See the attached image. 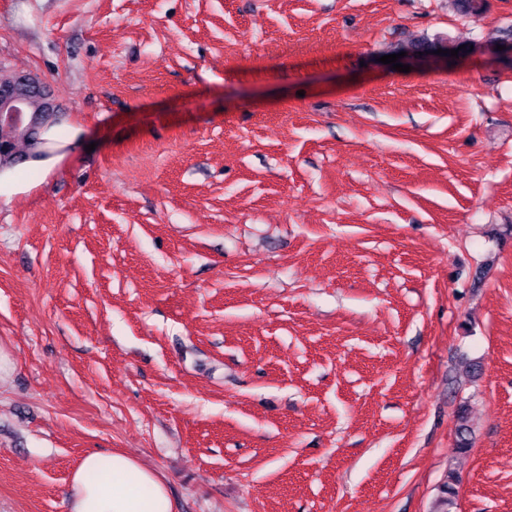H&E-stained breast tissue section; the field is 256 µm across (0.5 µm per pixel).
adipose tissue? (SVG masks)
<instances>
[{"instance_id":"ef3b65f1","label":"adipose tissue","mask_w":512,"mask_h":512,"mask_svg":"<svg viewBox=\"0 0 512 512\" xmlns=\"http://www.w3.org/2000/svg\"><path fill=\"white\" fill-rule=\"evenodd\" d=\"M59 126L47 127L42 137L48 141L47 154L25 164L0 168V202H11L28 194L33 185L26 174L35 169L44 178L53 177L59 165L84 142L82 128H72L60 137ZM70 512H174V501L166 480L135 458L115 451L107 455L86 454L70 480Z\"/></svg>"}]
</instances>
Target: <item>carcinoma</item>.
Instances as JSON below:
<instances>
[{"mask_svg":"<svg viewBox=\"0 0 512 512\" xmlns=\"http://www.w3.org/2000/svg\"><path fill=\"white\" fill-rule=\"evenodd\" d=\"M20 74L0 68V87L17 86V93L29 97L27 106L33 110L30 122L15 121L0 124V166L4 164L19 165L30 158V150L39 142L42 129L45 125L58 123V105L51 106V111H44V101L34 95L28 85H17ZM457 480L453 473H448L441 487V504L445 506L443 512H450L457 496Z\"/></svg>","mask_w":512,"mask_h":512,"instance_id":"1","label":"carcinoma"}]
</instances>
